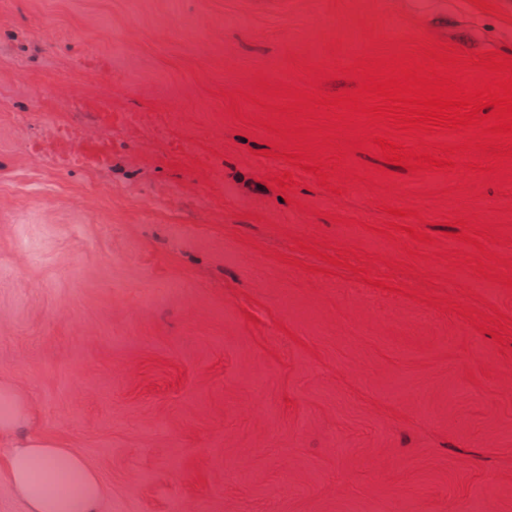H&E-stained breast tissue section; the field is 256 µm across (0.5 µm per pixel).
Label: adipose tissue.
<instances>
[{
	"label": "adipose tissue",
	"instance_id": "obj_1",
	"mask_svg": "<svg viewBox=\"0 0 512 512\" xmlns=\"http://www.w3.org/2000/svg\"><path fill=\"white\" fill-rule=\"evenodd\" d=\"M10 449L0 472L29 512H98V474L73 451L41 437L25 394L0 380V444Z\"/></svg>",
	"mask_w": 512,
	"mask_h": 512
}]
</instances>
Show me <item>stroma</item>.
Returning a JSON list of instances; mask_svg holds the SVG:
<instances>
[{
	"label": "stroma",
	"mask_w": 512,
	"mask_h": 512,
	"mask_svg": "<svg viewBox=\"0 0 512 512\" xmlns=\"http://www.w3.org/2000/svg\"><path fill=\"white\" fill-rule=\"evenodd\" d=\"M0 15V112L25 122L0 128V379L97 472L99 512H512V159L419 174L363 147L380 126L274 112L357 88L345 67L393 43L512 55V13L0 0ZM41 111L111 140L110 181L51 175L49 209L22 148ZM315 157L342 161L336 178ZM450 218L477 243L448 237Z\"/></svg>",
	"instance_id": "1"
}]
</instances>
